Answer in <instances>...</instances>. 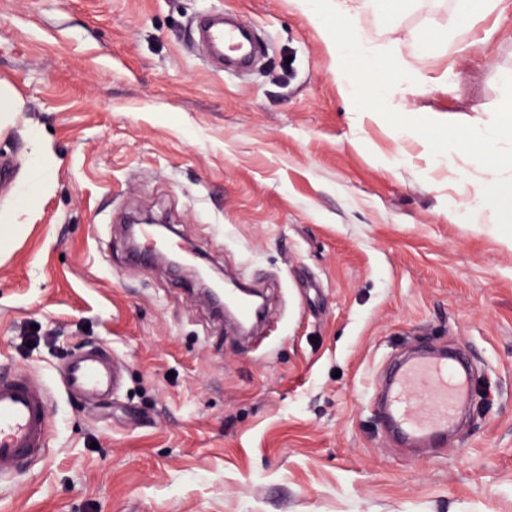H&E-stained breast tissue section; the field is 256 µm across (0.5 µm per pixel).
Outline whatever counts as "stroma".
I'll return each mask as SVG.
<instances>
[{"label":"stroma","instance_id":"1","mask_svg":"<svg viewBox=\"0 0 512 512\" xmlns=\"http://www.w3.org/2000/svg\"><path fill=\"white\" fill-rule=\"evenodd\" d=\"M352 21L414 64L385 121L356 120L323 32L294 0H0V373L53 395L42 460L0 512H512V245L445 216L462 198L429 150L488 120L512 77V0L456 27L454 0ZM251 22L253 67L204 61L205 9ZM420 122L419 139L392 128ZM47 149L33 180L35 143ZM149 211L225 278L256 279L266 321H222L184 273L130 261ZM111 348L115 398L64 393L68 359ZM461 348L469 418L441 448L376 412L395 356Z\"/></svg>","mask_w":512,"mask_h":512}]
</instances>
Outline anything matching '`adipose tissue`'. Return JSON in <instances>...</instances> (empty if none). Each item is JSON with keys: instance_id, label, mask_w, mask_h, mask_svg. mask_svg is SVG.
Segmentation results:
<instances>
[{"instance_id": "obj_1", "label": "adipose tissue", "mask_w": 512, "mask_h": 512, "mask_svg": "<svg viewBox=\"0 0 512 512\" xmlns=\"http://www.w3.org/2000/svg\"><path fill=\"white\" fill-rule=\"evenodd\" d=\"M309 21L328 33L336 63V77L353 112L371 116L377 104H394L409 83L420 80L408 56L372 48L352 22L350 0H295ZM472 147H449L444 155L456 173L455 187L464 209L449 208V221L503 224L506 214L500 199L512 190V99L504 100L495 115L476 126Z\"/></svg>"}]
</instances>
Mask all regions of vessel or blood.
Segmentation results:
<instances>
[{
    "instance_id": "obj_1",
    "label": "vessel or blood",
    "mask_w": 512,
    "mask_h": 512,
    "mask_svg": "<svg viewBox=\"0 0 512 512\" xmlns=\"http://www.w3.org/2000/svg\"><path fill=\"white\" fill-rule=\"evenodd\" d=\"M200 40L219 64L246 60L252 46L248 26L228 25L220 17L202 20ZM120 386L111 349L96 344L70 357L62 381L65 392L88 401L115 396ZM385 389L379 416L399 442L437 448L447 443L471 403L474 378L459 353L417 352L397 360ZM52 427L47 393L24 378L0 376V478L14 475L23 460L43 457Z\"/></svg>"
}]
</instances>
